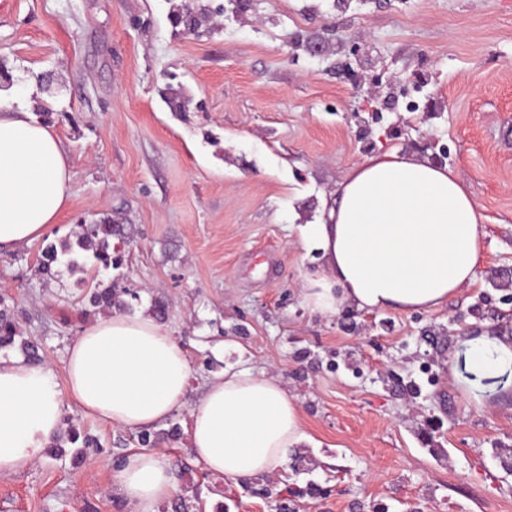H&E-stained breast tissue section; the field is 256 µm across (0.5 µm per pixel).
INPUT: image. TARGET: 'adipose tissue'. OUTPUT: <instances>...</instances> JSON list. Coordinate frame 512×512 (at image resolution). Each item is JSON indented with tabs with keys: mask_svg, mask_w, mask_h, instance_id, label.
Listing matches in <instances>:
<instances>
[{
	"mask_svg": "<svg viewBox=\"0 0 512 512\" xmlns=\"http://www.w3.org/2000/svg\"><path fill=\"white\" fill-rule=\"evenodd\" d=\"M68 153L53 127L0 90V254L50 232L69 199ZM320 256L301 281L309 310L433 311L470 285L482 258L477 206L458 174L387 151L338 182L326 221L300 229ZM468 373L495 379L512 369V337H466ZM191 366L181 342L151 313L113 311L69 345L66 378L24 356L0 357V477L43 458L64 432L67 403L142 431L188 407L190 450L211 475L247 480L284 468L306 439L297 400L275 376L228 369L188 401ZM175 490L163 453L125 455L113 486L133 512H159Z\"/></svg>",
	"mask_w": 512,
	"mask_h": 512,
	"instance_id": "adipose-tissue-1",
	"label": "adipose tissue"
}]
</instances>
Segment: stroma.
Instances as JSON below:
<instances>
[{
	"instance_id": "1",
	"label": "stroma",
	"mask_w": 512,
	"mask_h": 512,
	"mask_svg": "<svg viewBox=\"0 0 512 512\" xmlns=\"http://www.w3.org/2000/svg\"><path fill=\"white\" fill-rule=\"evenodd\" d=\"M201 2L226 10L195 36L172 25L170 0H0L14 103L54 126L72 174L59 230L0 255L20 336L64 381L68 346L102 315L89 292L113 283L137 293L131 310L164 305L191 397L229 367L287 384L310 440L273 480L317 488L295 512H512V388L478 408L448 370L463 337L512 334V0ZM330 26L342 49L311 56ZM48 78L60 91L29 100ZM168 87L189 112L170 110ZM442 148L486 232L474 283L436 311L311 314L300 283L317 260L300 225L367 157ZM103 220L128 243L116 270L76 247L80 224ZM66 245L76 266L43 280L46 249ZM65 418L102 450L77 463L68 444L1 477L0 512H132L111 492L113 441L139 448L130 431L74 405ZM169 422L183 434L157 449L178 496L278 512L205 475L187 408Z\"/></svg>"
}]
</instances>
